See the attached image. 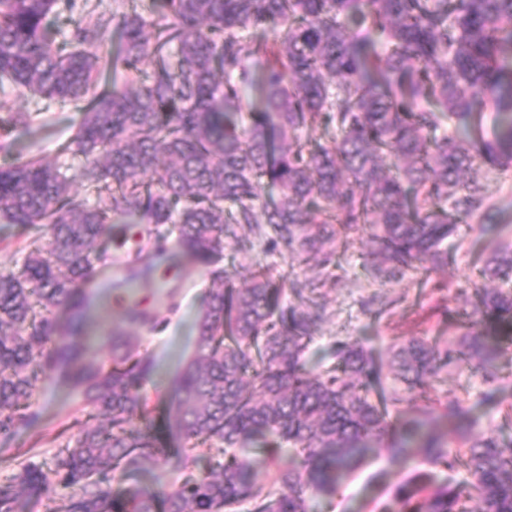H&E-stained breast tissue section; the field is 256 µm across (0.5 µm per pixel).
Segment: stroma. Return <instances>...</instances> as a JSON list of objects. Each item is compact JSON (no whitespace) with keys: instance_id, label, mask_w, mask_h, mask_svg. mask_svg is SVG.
Here are the masks:
<instances>
[{"instance_id":"stroma-1","label":"stroma","mask_w":512,"mask_h":512,"mask_svg":"<svg viewBox=\"0 0 512 512\" xmlns=\"http://www.w3.org/2000/svg\"><path fill=\"white\" fill-rule=\"evenodd\" d=\"M80 115L69 109H51L33 122L28 130L0 139V165L39 158L56 161L58 148L75 130ZM489 190L498 200L484 230L461 227L458 235L464 245L454 254L448 267L433 273L429 282L419 274H407L401 281L381 287L373 283L364 268L367 252L364 241H357L341 259L336 278L327 279L325 303L330 318L323 323L310 345L311 367L319 369L332 362L336 340L349 338L358 342L377 361L388 363L391 346L410 336L448 338L452 330L448 315L471 306L474 301L473 282L490 250L500 242H512V167L499 172L489 182ZM268 266L273 272L289 275L298 282L317 276L321 268L316 262L300 264L287 253L255 243L250 255L238 254L235 247L225 250L224 265L234 270L237 282L249 279L253 264ZM99 286L91 288L92 300L87 310V323L80 340L89 347V354L105 361L111 356L112 334L126 330L122 310L112 296L102 292L100 285L112 283L130 302L152 309L156 329L140 328L136 334L155 360V369L141 389L153 408L150 416L154 433L165 448L181 447L182 442L169 433L167 422L171 411L168 387L186 358L194 351L196 338L183 335L186 313H199L202 298L211 286L208 269L192 267L189 276L160 280L137 277L133 267L106 263L98 275ZM398 298L399 303L389 316L376 321L363 310L368 297ZM502 379L499 403L484 404L480 397L487 386L482 377L465 370H453L431 392L433 400H445L449 390L468 395L475 403L478 423L476 433L512 435V420L504 409L512 404V343L504 345L499 360ZM85 401L74 391L62 373H54L43 382L32 400L31 410L38 416L31 426L21 429L13 438L9 451L0 453V482L9 480L19 462H29L42 469L52 468L58 452L57 444L47 441L50 433L59 431L69 417L84 409ZM418 461L389 462L379 456L354 478L343 483L335 498L314 502L313 512H397L395 494L399 485L418 468Z\"/></svg>"}]
</instances>
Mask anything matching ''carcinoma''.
Instances as JSON below:
<instances>
[{"label": "carcinoma", "mask_w": 512, "mask_h": 512, "mask_svg": "<svg viewBox=\"0 0 512 512\" xmlns=\"http://www.w3.org/2000/svg\"><path fill=\"white\" fill-rule=\"evenodd\" d=\"M114 0L112 12L83 0H0V86L30 97L32 111L0 105V132L30 127L55 105L82 112L60 154L0 166V221L37 231L17 270H0V439L35 414L41 379L67 371L92 407L66 427L54 467L20 464L0 482V512H310L386 452L442 471L398 487V512H512V437L476 434L465 398L450 391L423 415L401 405L429 398L452 365L500 379L498 343L512 342V291L478 287L456 314L448 350L424 337L393 345L382 367L357 343L338 340L320 371L306 352L324 308L302 287L258 267L239 286L224 250L257 239L322 267L368 231L370 276L392 283L453 258L448 239L490 204L466 177L512 163V0ZM109 55L100 53L111 30ZM106 88L95 92L97 83ZM495 111L486 137L477 99ZM451 123L454 131L440 132ZM79 183L94 203L78 198ZM279 200L260 203L264 184ZM131 224H148L156 248L176 232L181 250L206 267L194 352L175 378L174 427L188 449L166 454L134 427L150 413L139 387L153 370L136 336H112L100 362L70 341L83 330L88 285ZM512 281V244L480 269ZM298 302H285L286 294ZM69 314L63 331L53 312ZM378 391V400L370 392ZM441 409L468 455L433 424ZM261 445L269 484L243 454ZM223 455L198 476L199 458ZM164 463L165 488L125 487ZM465 468L461 485L453 474ZM68 492L53 499L48 489Z\"/></svg>", "instance_id": "carcinoma-1"}]
</instances>
